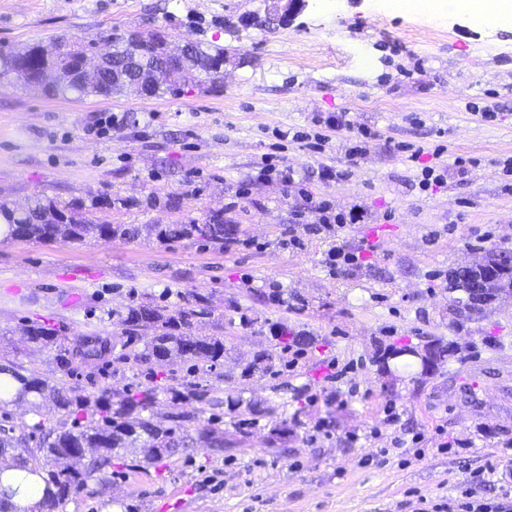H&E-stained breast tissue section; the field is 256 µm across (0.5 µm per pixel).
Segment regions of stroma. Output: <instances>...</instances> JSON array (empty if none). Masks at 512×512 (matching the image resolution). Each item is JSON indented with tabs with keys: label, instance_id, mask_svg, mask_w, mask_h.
<instances>
[{
	"label": "stroma",
	"instance_id": "stroma-1",
	"mask_svg": "<svg viewBox=\"0 0 512 512\" xmlns=\"http://www.w3.org/2000/svg\"><path fill=\"white\" fill-rule=\"evenodd\" d=\"M272 0H0V45L51 46L54 38L159 28L171 44L224 48L219 89L181 95L127 92L81 101L0 83V201L36 195L79 200L86 217L112 224H203L221 218L232 243L193 240L0 239V365L95 392L150 387L145 369L126 363L112 312L137 297L174 310L208 297L224 366L205 374L215 396L241 406L224 425L230 446L198 448L163 469H122L59 512H420V502L456 497L501 448L512 445V300L483 315L453 318L448 272L493 246L512 249V23L472 25L444 10L411 13L392 0L306 3L288 25L268 21ZM99 112L118 117L86 135ZM347 113L376 131L345 178V133L329 131L317 153L296 140L317 120ZM439 152L449 167L432 192L419 188L408 149ZM288 159L291 184L260 176L262 157ZM467 173H457L455 159ZM246 198H239V191ZM359 208L365 221L340 239L306 232L286 246L315 207ZM360 248V268L335 276V242ZM281 292L283 303L270 299ZM251 325H243V318ZM48 323L62 343L97 336L107 362L55 365L58 350L27 344L20 328ZM285 322L311 336L300 357L273 334ZM438 339L456 347L432 372L373 357L395 343ZM277 375H247L260 354ZM351 364L346 406L332 401L327 364ZM320 393L299 406L297 393ZM400 424L381 427L387 403ZM329 420V434L318 433ZM403 445L381 468L365 455Z\"/></svg>",
	"mask_w": 512,
	"mask_h": 512
}]
</instances>
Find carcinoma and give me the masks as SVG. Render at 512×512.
I'll use <instances>...</instances> for the list:
<instances>
[{
    "label": "carcinoma",
    "instance_id": "obj_1",
    "mask_svg": "<svg viewBox=\"0 0 512 512\" xmlns=\"http://www.w3.org/2000/svg\"><path fill=\"white\" fill-rule=\"evenodd\" d=\"M190 61L176 78L184 85L220 83L218 67L224 63V49H204L191 44ZM168 42L158 43L146 52L145 72L166 56ZM42 61L37 47L22 52L0 49V80L21 78L23 87L39 89L49 95L81 101L102 95L101 84L77 81L72 70L76 58L55 62L58 75L53 84L40 79ZM78 202L62 203L37 196L29 202L24 215L16 213L7 201L0 202V215L7 230L4 238L15 237L26 241L83 242L93 238H138L142 235L158 240L193 239L202 246L224 248L225 229L214 224H109L83 217ZM489 252L501 266L496 287L505 294L512 293V251L491 248ZM117 323L125 332L134 335L140 330H154L156 334L139 351L124 356V360L146 367L155 377L173 358L194 361L190 372L211 371L224 365V337L201 334L211 311L207 299L194 296L193 302L174 311L161 306L129 301L123 310L115 312ZM278 340L283 350L288 346L305 344L306 337L297 335L285 324L278 326ZM23 338L34 344L56 345L60 337L55 329L39 324L21 328ZM448 354V347L434 339L422 348L414 346L388 347L385 358L425 361V354ZM245 371L261 375L276 373L272 358L261 354L247 364ZM13 380L8 384L0 378V390L14 388L11 398L0 397V406L28 402L39 420L31 425L17 427L0 422V472L7 468L38 475L46 486V495L25 512H58L60 505L70 497L90 488V482L109 477L124 466L123 455H142L143 462L160 467L166 458L189 448H206L215 455L224 454V417L214 409L223 401L211 395L209 389L197 381L174 385H155L133 392L128 389L116 394L108 388L96 396H87L74 389L65 390L40 378L28 379L7 367H0V375ZM167 397L170 411L167 422L157 419L155 407L159 395ZM64 453L73 454L78 467L60 470L47 468L50 461H59Z\"/></svg>",
    "mask_w": 512,
    "mask_h": 512
}]
</instances>
